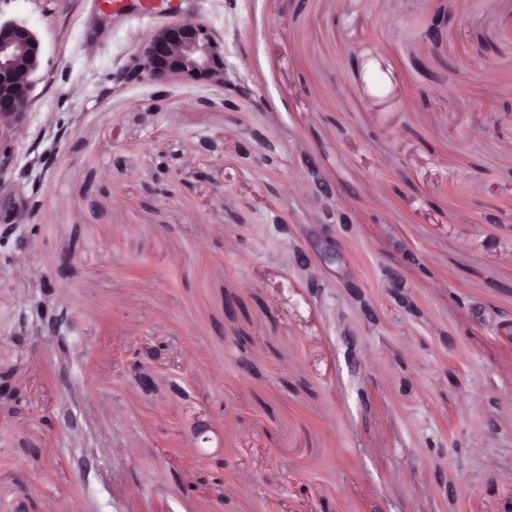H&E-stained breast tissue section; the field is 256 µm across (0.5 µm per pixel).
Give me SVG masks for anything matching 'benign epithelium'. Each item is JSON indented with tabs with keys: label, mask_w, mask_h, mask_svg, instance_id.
I'll return each instance as SVG.
<instances>
[{
	"label": "benign epithelium",
	"mask_w": 512,
	"mask_h": 512,
	"mask_svg": "<svg viewBox=\"0 0 512 512\" xmlns=\"http://www.w3.org/2000/svg\"><path fill=\"white\" fill-rule=\"evenodd\" d=\"M222 45L223 36L207 22L174 15L150 32L112 79L118 84L192 79L244 96L247 87L228 77ZM41 55L42 44L32 26L23 20L0 19V134L19 128L31 107ZM314 185L326 201L324 225L349 230L347 215L335 207L336 186L318 176ZM66 324L65 314H54L45 319L42 332L60 339Z\"/></svg>",
	"instance_id": "obj_1"
}]
</instances>
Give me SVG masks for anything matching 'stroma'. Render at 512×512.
Returning a JSON list of instances; mask_svg holds the SVG:
<instances>
[{"label":"stroma","mask_w":512,"mask_h":512,"mask_svg":"<svg viewBox=\"0 0 512 512\" xmlns=\"http://www.w3.org/2000/svg\"><path fill=\"white\" fill-rule=\"evenodd\" d=\"M180 9L223 34L250 96L113 84L167 11L0 0L43 46L24 129L0 137L13 157L0 214L27 244L0 238V371L18 390L0 402V512L69 499L79 512H503L512 0ZM439 11L448 33L434 46L422 31ZM310 158L353 222L339 260L313 262L316 295L293 263L325 207ZM230 298L244 305L232 317ZM60 309L81 356L39 331ZM93 452L98 469L82 472Z\"/></svg>","instance_id":"35a3bbf8"}]
</instances>
